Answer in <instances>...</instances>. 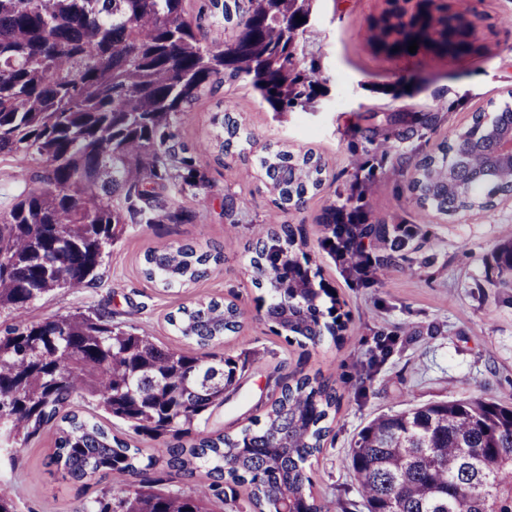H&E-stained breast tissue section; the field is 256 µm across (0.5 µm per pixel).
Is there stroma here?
Wrapping results in <instances>:
<instances>
[{
  "label": "stroma",
  "instance_id": "35a3bbf8",
  "mask_svg": "<svg viewBox=\"0 0 512 512\" xmlns=\"http://www.w3.org/2000/svg\"><path fill=\"white\" fill-rule=\"evenodd\" d=\"M459 13H479L482 36L472 52L450 56L427 49L390 56L370 36L389 0H318L316 20L304 35L306 52L319 58L324 93L314 110L274 117L244 81L222 84L188 112L179 139L195 150L216 128L215 114L232 109L255 135L245 155L197 154L207 188H188L173 199L185 216L177 224H133L112 247L95 285L60 290L30 306L40 321L105 306L115 320L130 321L168 345H179L166 316L200 299H232L243 312L240 331L213 351L247 361L235 393L203 425L207 434L236 433L262 415L276 377L319 374L341 397L325 450L313 460L311 494L323 512H366L355 474L345 458L357 432L370 420L410 405L482 397L512 406V288L502 286L498 250L512 241V203L461 223L435 218L420 223L407 179L415 163L452 143L472 113L507 100L512 88V0H435ZM439 114L440 122L423 118ZM313 149L326 164L319 192L303 206L280 212L260 176L265 147ZM361 192L370 222L405 224L413 233L400 251L389 238L370 244L373 255H392L383 276L363 285L340 274L321 248L325 208ZM240 199L234 210L225 196ZM291 224L296 251L308 262L315 285L334 289L346 325L340 340L299 345L272 330L265 319L267 289L252 281L249 245L269 225ZM162 243L223 247L209 276L191 287L165 292L141 273L144 252ZM381 331L396 335L392 353L372 362L368 349ZM56 431L44 429L18 455L0 452V484L10 487L20 512H73L86 489L50 466Z\"/></svg>",
  "mask_w": 512,
  "mask_h": 512
}]
</instances>
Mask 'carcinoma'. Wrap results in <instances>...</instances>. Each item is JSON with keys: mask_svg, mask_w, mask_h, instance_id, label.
I'll return each mask as SVG.
<instances>
[{"mask_svg": "<svg viewBox=\"0 0 512 512\" xmlns=\"http://www.w3.org/2000/svg\"><path fill=\"white\" fill-rule=\"evenodd\" d=\"M316 0H224L222 42H205L186 0H0V158L28 165V183L0 215V447L17 453L57 425L52 462L74 483L109 473L136 487H105L75 512H321L308 468L323 450L340 397L333 382L276 379L277 397L241 431H198L244 366L206 351L241 327L233 302L181 307L168 324L200 352L155 341L101 308L31 321L30 305L51 292L95 284L112 244L130 224L179 222L172 191L206 179L177 129L205 92L242 80L270 112L307 111L323 93L319 61L301 39ZM400 8L382 19L378 43L408 52L448 28L435 7L420 28ZM305 18L302 23L297 17ZM222 154L253 144L229 110L214 115ZM448 148L418 165L419 220L490 202L509 174L448 190ZM259 170L288 211L323 184L312 151L265 149ZM382 225L346 231L353 245ZM290 224L252 245L254 284L270 290L266 316L302 344L336 337V299L314 288L289 254ZM221 251L163 244L143 255V273L166 290L206 277ZM331 306L323 308L322 297ZM157 441L141 449L112 436L82 402ZM367 512H512V408L483 398L438 401L377 416L348 454ZM207 468L190 494L157 486ZM250 492L242 500L236 487Z\"/></svg>", "mask_w": 512, "mask_h": 512, "instance_id": "carcinoma-1", "label": "carcinoma"}]
</instances>
